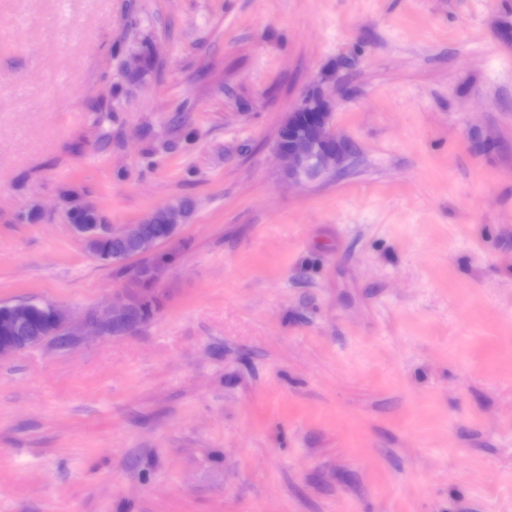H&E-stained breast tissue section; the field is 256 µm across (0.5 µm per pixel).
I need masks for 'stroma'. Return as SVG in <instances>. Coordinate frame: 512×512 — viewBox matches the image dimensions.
Masks as SVG:
<instances>
[{
	"mask_svg": "<svg viewBox=\"0 0 512 512\" xmlns=\"http://www.w3.org/2000/svg\"><path fill=\"white\" fill-rule=\"evenodd\" d=\"M68 190L193 210L150 319L0 359V512H512V0H0V303L125 288ZM301 111L313 112L310 118L312 146L284 147L281 145V129L276 144L277 155L285 163L288 179L297 183L310 180L308 173L312 169L320 170L322 174L336 172L350 153L348 142L333 129L330 101L321 88L317 87L303 96L293 110ZM66 195H73L66 197L68 207L65 210L66 217L68 216V222L71 224L73 231L84 241L89 237L95 236V227H86L83 224H104L102 215L91 203L80 199L75 193H66Z\"/></svg>",
	"mask_w": 512,
	"mask_h": 512,
	"instance_id": "obj_1",
	"label": "stroma"
}]
</instances>
